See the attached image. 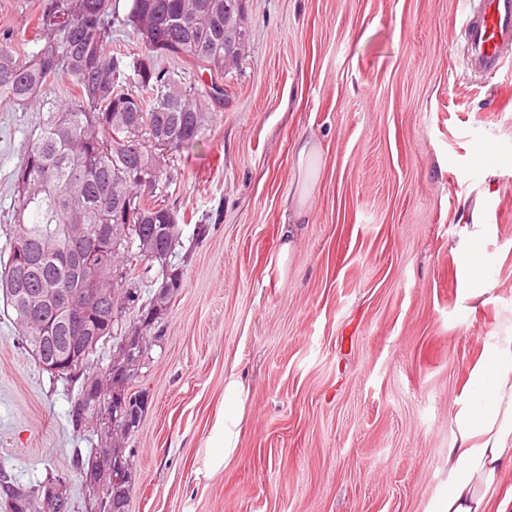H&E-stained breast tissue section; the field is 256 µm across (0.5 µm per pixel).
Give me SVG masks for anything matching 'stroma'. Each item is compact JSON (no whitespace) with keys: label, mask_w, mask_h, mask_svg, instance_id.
Here are the masks:
<instances>
[{"label":"stroma","mask_w":512,"mask_h":512,"mask_svg":"<svg viewBox=\"0 0 512 512\" xmlns=\"http://www.w3.org/2000/svg\"><path fill=\"white\" fill-rule=\"evenodd\" d=\"M42 0H0L37 51ZM467 0H245L248 41L203 141L174 153L184 286L134 382L149 403L129 512H427L450 419L483 349L512 330V62L466 76ZM35 107L0 105V254ZM310 139L308 168L295 145ZM302 205L293 254L281 229ZM478 237L487 291L469 294ZM0 298V469L67 479L91 437L77 385L19 344ZM251 387L235 456L195 480L224 377ZM467 267L468 277L471 281L483 283L482 269L484 268V258L482 249L476 239H470L466 248L464 257Z\"/></svg>","instance_id":"1"}]
</instances>
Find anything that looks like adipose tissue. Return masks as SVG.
<instances>
[{
    "instance_id": "ef3b65f1",
    "label": "adipose tissue",
    "mask_w": 512,
    "mask_h": 512,
    "mask_svg": "<svg viewBox=\"0 0 512 512\" xmlns=\"http://www.w3.org/2000/svg\"><path fill=\"white\" fill-rule=\"evenodd\" d=\"M251 388L239 374L224 378V402L198 451L199 477L223 471L240 444ZM447 489L431 512H512V331L485 347L472 367L452 419Z\"/></svg>"
}]
</instances>
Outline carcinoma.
<instances>
[{
	"mask_svg": "<svg viewBox=\"0 0 512 512\" xmlns=\"http://www.w3.org/2000/svg\"><path fill=\"white\" fill-rule=\"evenodd\" d=\"M226 2L234 5L232 23L241 24L238 0H131L123 24L132 28L143 51L128 63L106 52L112 0H43L35 27L41 47L27 59L16 57L12 41L0 40V103H36L45 109L39 132L26 144L14 172L15 233L0 269V290L13 312L18 340L32 356H60L69 337L86 324L115 347L130 333L139 336V343L123 350L128 383L146 365L151 341L143 330L164 318L183 287L182 272L172 267L169 255H152L163 238L171 240L173 250L181 237L168 204L170 156L202 141L213 112L224 106V73L239 66L245 50L224 39ZM162 57L208 74L210 83L186 85L157 66ZM61 74L77 88L71 100L46 97ZM129 197L138 202L130 213L122 209ZM74 224L86 225L91 235L100 224H123L127 231L101 244L87 267L75 268L66 256L82 251L84 242L71 237ZM135 260L159 266L161 278L174 272V283L164 297L153 296L139 309V326L129 329L119 325L115 310L135 301L130 289L137 278ZM21 264L31 289H63L77 280L98 289L95 318L61 322L50 313L40 322L30 320L26 300L10 290ZM116 265L125 269V277L114 285L109 274ZM111 371L109 364L90 378L62 377L78 384L69 411L73 431L95 436L84 426L106 408L110 427L100 438L111 435L118 443L112 448L115 460L96 471L108 492L92 500L93 512H129L137 479L133 451L123 443L140 427L141 421H128L127 410L138 406L143 391L128 390V407L114 408L107 379ZM61 480L50 473L38 484L22 485L1 471L0 500L11 512H72L69 497H44L45 485Z\"/></svg>",
	"mask_w": 512,
	"mask_h": 512,
	"instance_id": "carcinoma-1",
	"label": "carcinoma"
}]
</instances>
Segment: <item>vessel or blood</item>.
Wrapping results in <instances>:
<instances>
[{
	"instance_id": "obj_1",
	"label": "vessel or blood",
	"mask_w": 512,
	"mask_h": 512,
	"mask_svg": "<svg viewBox=\"0 0 512 512\" xmlns=\"http://www.w3.org/2000/svg\"><path fill=\"white\" fill-rule=\"evenodd\" d=\"M465 62L474 72L493 71L512 56V0H480L464 22Z\"/></svg>"
}]
</instances>
